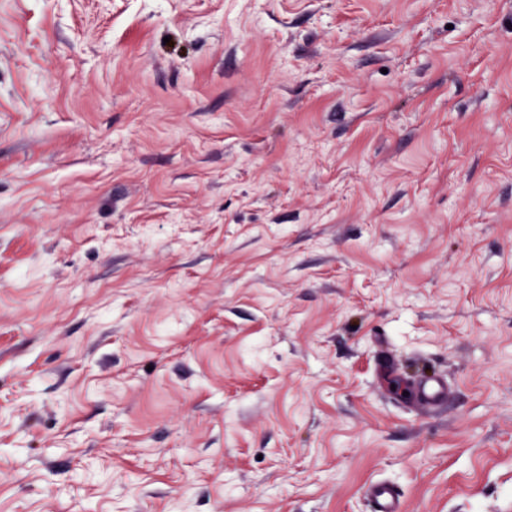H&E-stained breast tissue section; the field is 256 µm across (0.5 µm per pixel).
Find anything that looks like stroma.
Returning a JSON list of instances; mask_svg holds the SVG:
<instances>
[{
    "instance_id": "stroma-1",
    "label": "stroma",
    "mask_w": 512,
    "mask_h": 512,
    "mask_svg": "<svg viewBox=\"0 0 512 512\" xmlns=\"http://www.w3.org/2000/svg\"><path fill=\"white\" fill-rule=\"evenodd\" d=\"M381 480L512 500V0H0V512ZM414 399L423 409H434L448 401V380L435 372H426L412 379Z\"/></svg>"
}]
</instances>
